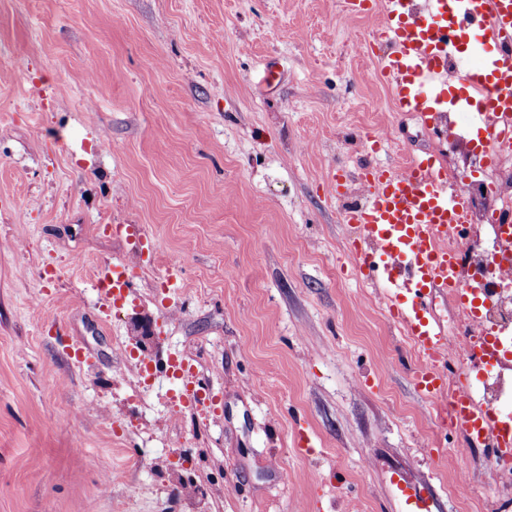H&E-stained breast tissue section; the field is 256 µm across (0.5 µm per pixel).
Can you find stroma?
Segmentation results:
<instances>
[{"instance_id": "stroma-1", "label": "stroma", "mask_w": 512, "mask_h": 512, "mask_svg": "<svg viewBox=\"0 0 512 512\" xmlns=\"http://www.w3.org/2000/svg\"><path fill=\"white\" fill-rule=\"evenodd\" d=\"M345 2L0 0V512H397L395 470L443 512H512L487 449L415 390L383 289L344 267L362 166L448 152L394 109L393 46ZM115 263L116 307L95 278ZM435 313L466 368L456 301ZM186 355L197 406L168 373Z\"/></svg>"}]
</instances>
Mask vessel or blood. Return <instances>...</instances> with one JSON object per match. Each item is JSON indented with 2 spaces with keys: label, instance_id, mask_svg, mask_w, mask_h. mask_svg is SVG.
Returning a JSON list of instances; mask_svg holds the SVG:
<instances>
[{
  "label": "vessel or blood",
  "instance_id": "vessel-or-blood-1",
  "mask_svg": "<svg viewBox=\"0 0 512 512\" xmlns=\"http://www.w3.org/2000/svg\"><path fill=\"white\" fill-rule=\"evenodd\" d=\"M351 13L379 11L381 27L395 51L379 62L392 86L400 112H443L450 50L458 48L469 30H478L484 52L474 58L463 80L480 120L512 118V0H428L416 11L414 0H348ZM362 204L345 209L348 264L352 272L389 292L390 311L425 357L413 380L421 396L447 409L452 426L471 445L491 443L495 453L512 447V429L495 411L481 407L469 385L448 387V330L435 314L438 296L452 294L465 314L483 304L481 295L459 275L456 249L469 218L466 193L449 189L448 176L434 157L416 156L398 166L375 167L360 177ZM100 288L113 301L130 288L120 266L101 271ZM470 353L496 357L502 340L491 334L466 339ZM180 380L179 399L204 400V389L192 385L189 362L171 364ZM390 493L401 512H441L438 499L391 475Z\"/></svg>",
  "mask_w": 512,
  "mask_h": 512
}]
</instances>
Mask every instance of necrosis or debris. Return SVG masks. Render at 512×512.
<instances>
[{
  "label": "necrosis or debris",
  "instance_id": "4bbe7bcc",
  "mask_svg": "<svg viewBox=\"0 0 512 512\" xmlns=\"http://www.w3.org/2000/svg\"><path fill=\"white\" fill-rule=\"evenodd\" d=\"M470 167L487 170L484 186L467 187L468 198L483 197L484 207H471L472 233L463 243L459 267L465 282L480 289L488 297L483 314L475 324L465 325L463 335L497 328L499 334L512 332V238L504 237L499 227L512 219V152H487L467 156ZM482 405L498 408L512 400V373H506L500 363H491L478 377Z\"/></svg>",
  "mask_w": 512,
  "mask_h": 512
}]
</instances>
